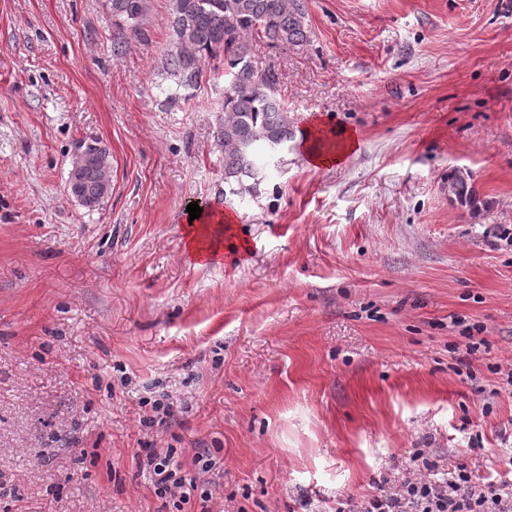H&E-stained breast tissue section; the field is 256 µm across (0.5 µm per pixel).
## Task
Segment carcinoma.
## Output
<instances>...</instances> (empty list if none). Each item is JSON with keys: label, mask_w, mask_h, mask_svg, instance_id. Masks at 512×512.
Masks as SVG:
<instances>
[{"label": "carcinoma", "mask_w": 512, "mask_h": 512, "mask_svg": "<svg viewBox=\"0 0 512 512\" xmlns=\"http://www.w3.org/2000/svg\"><path fill=\"white\" fill-rule=\"evenodd\" d=\"M114 24L134 35L141 32L145 0H109ZM174 51L167 69L176 89L168 95L176 105L189 99L180 90L196 88L204 76L206 59L224 55V121L216 132L224 150V183L229 193L256 188L265 177L270 157L293 137L288 108L278 97L277 77L262 70L252 53L249 36L288 47L302 42L305 10L301 0H172ZM94 161L83 167L79 202L99 206L110 194L104 168L111 165L107 150L94 146ZM253 184H245V180ZM450 193L470 208L482 205L468 174L448 175Z\"/></svg>", "instance_id": "carcinoma-1"}]
</instances>
